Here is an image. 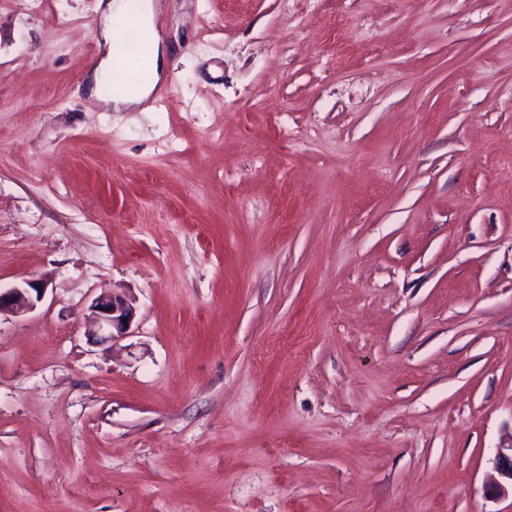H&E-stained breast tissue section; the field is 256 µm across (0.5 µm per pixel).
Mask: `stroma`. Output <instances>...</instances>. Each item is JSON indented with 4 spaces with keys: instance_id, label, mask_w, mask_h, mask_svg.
I'll list each match as a JSON object with an SVG mask.
<instances>
[{
    "instance_id": "35a3bbf8",
    "label": "stroma",
    "mask_w": 512,
    "mask_h": 512,
    "mask_svg": "<svg viewBox=\"0 0 512 512\" xmlns=\"http://www.w3.org/2000/svg\"><path fill=\"white\" fill-rule=\"evenodd\" d=\"M153 3L0 0V512H512V0ZM125 12H117L113 10V2L107 4V14L105 16V28L103 30L104 43L107 45L108 49L106 52V57L103 58L98 66L94 70L93 83L89 86V92L92 95H95L96 88L99 83V77L104 73L112 71V83L113 84H121L118 81L119 74L123 71L120 68L116 61L119 57L124 55L127 50V42L124 38L122 31V23L118 21V18ZM112 23V24H111ZM149 62V75L146 82L141 84V90L138 94H119L120 87L116 88L115 94H113L112 98H110V101L114 102L116 107H118L119 104L130 106L138 103L149 93V91L159 79V71L162 64V53L158 40L149 49ZM47 288L37 280H25L10 288H0V316L22 315L33 310L41 302ZM88 319L101 342H114L129 336L135 307L133 300L115 289H104L89 306ZM489 462L498 478L485 488L486 493L492 497H505L510 493L512 498V442L496 448Z\"/></svg>"
}]
</instances>
